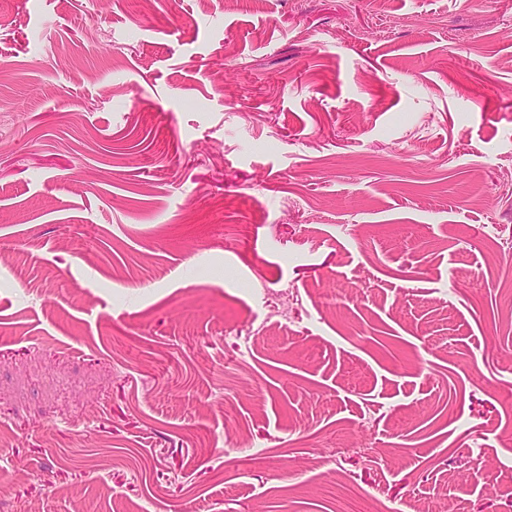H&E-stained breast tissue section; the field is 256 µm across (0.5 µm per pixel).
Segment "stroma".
Segmentation results:
<instances>
[{"instance_id":"stroma-1","label":"stroma","mask_w":512,"mask_h":512,"mask_svg":"<svg viewBox=\"0 0 512 512\" xmlns=\"http://www.w3.org/2000/svg\"><path fill=\"white\" fill-rule=\"evenodd\" d=\"M508 258L512 0H0V512H512Z\"/></svg>"}]
</instances>
